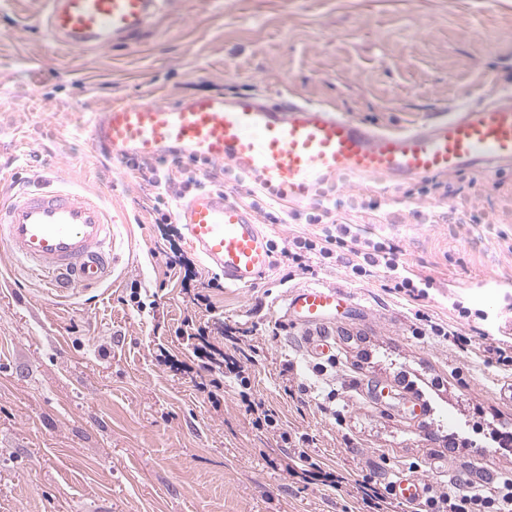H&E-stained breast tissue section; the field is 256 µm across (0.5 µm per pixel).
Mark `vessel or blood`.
Here are the masks:
<instances>
[{"instance_id":"b4317fda","label":"vessel or blood","mask_w":512,"mask_h":512,"mask_svg":"<svg viewBox=\"0 0 512 512\" xmlns=\"http://www.w3.org/2000/svg\"><path fill=\"white\" fill-rule=\"evenodd\" d=\"M169 5L170 0H47V30L53 43L70 51L104 50L140 34ZM90 137L119 157H156L172 147L186 158L227 163L280 198L299 200L342 173L404 181L469 168L496 171L512 163V94L460 105L396 133L287 96L276 102L239 94L197 96L177 106L123 103L94 114ZM176 219L189 244L220 271L225 287L250 288L268 273L273 241L244 202L220 191L200 192L179 205ZM0 255L59 293L101 286L121 262L112 217L96 198L63 182L25 186L0 200ZM352 301L342 288H295L285 298L283 316L297 326L330 324L337 306ZM393 490L414 505L423 499L426 483L400 472Z\"/></svg>"}]
</instances>
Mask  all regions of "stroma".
Returning a JSON list of instances; mask_svg holds the SVG:
<instances>
[{
	"instance_id": "stroma-1",
	"label": "stroma",
	"mask_w": 512,
	"mask_h": 512,
	"mask_svg": "<svg viewBox=\"0 0 512 512\" xmlns=\"http://www.w3.org/2000/svg\"><path fill=\"white\" fill-rule=\"evenodd\" d=\"M42 11L41 0H0V195L56 177L97 195L126 264L57 299L23 270L0 271V512H354L363 475L388 482L405 470L435 486L512 473V445L498 440L512 432V371L422 333L429 319L486 348L512 332V168L442 175L431 193L422 178L337 176L256 213L288 247L319 237L303 216L335 202L352 231L429 279L421 299L388 288L384 272L358 277L313 258L306 272L276 264L254 287L213 290L212 310L196 311L183 271L159 257L151 194L97 154L88 127L115 104L253 92L398 131L512 88V0H174L139 37L86 53L57 47ZM286 210L301 219L280 221ZM315 284L355 302L312 349L272 307ZM134 286L141 315L126 303ZM191 312L247 329L241 347L262 350L251 393L279 411L280 430L256 429L234 388L212 408L195 373L156 361L162 347L191 361L176 334ZM331 359L335 420L279 387L290 362L293 390L315 392ZM284 431L308 435V453L344 476L338 490L283 471Z\"/></svg>"
}]
</instances>
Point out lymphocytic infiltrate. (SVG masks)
<instances>
[{"instance_id": "1", "label": "lymphocytic infiltrate", "mask_w": 512, "mask_h": 512, "mask_svg": "<svg viewBox=\"0 0 512 512\" xmlns=\"http://www.w3.org/2000/svg\"><path fill=\"white\" fill-rule=\"evenodd\" d=\"M121 165L129 169L141 183L153 190L156 198L179 202L189 193L198 190H220L224 187L222 170L207 161L180 159L177 153L154 160L135 161L122 157ZM308 223L328 225L329 230L323 238L311 240L296 238L293 246L281 248L279 264L306 269V257L319 255L324 259H334L346 264L354 275L367 277L374 275L379 267L389 268L392 272L394 289L406 296H414V279L407 270L399 268L391 258L384 256L381 243L359 238L349 225L336 221V211L328 206H320L308 215ZM207 290L194 291L191 303L193 314L187 315L179 329L180 335L192 342V353L203 373L198 384L199 391L206 393L210 402H217L219 391L224 388L225 375H233L239 390L238 396L246 412L252 418L256 429H277L280 418L275 409L253 399L249 364L255 363L259 351L257 348L234 355L239 338L233 329H226L224 341L230 344V351H223L212 339V330L208 323L197 319L195 312L210 307L209 289L219 287L218 277H210ZM414 512H512V477L501 480L471 482L463 480L451 487L429 488L423 502Z\"/></svg>"}]
</instances>
